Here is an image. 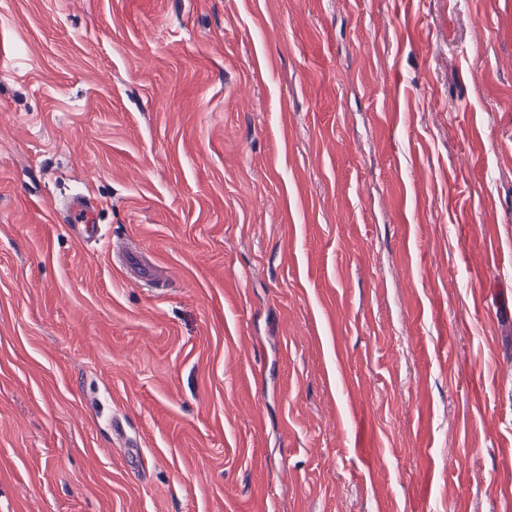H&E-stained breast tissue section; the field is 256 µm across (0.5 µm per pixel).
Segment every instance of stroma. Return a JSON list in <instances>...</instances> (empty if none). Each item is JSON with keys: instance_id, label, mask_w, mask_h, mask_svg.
<instances>
[{"instance_id": "obj_1", "label": "stroma", "mask_w": 512, "mask_h": 512, "mask_svg": "<svg viewBox=\"0 0 512 512\" xmlns=\"http://www.w3.org/2000/svg\"><path fill=\"white\" fill-rule=\"evenodd\" d=\"M0 48V512H512V0H0ZM95 210L92 199L83 194L74 195L68 205L69 217L80 218V220L74 222L84 224V230L87 238L97 237L99 232L97 224H93ZM123 266L131 280L149 281L156 276L157 269L144 262L136 251H124Z\"/></svg>"}]
</instances>
